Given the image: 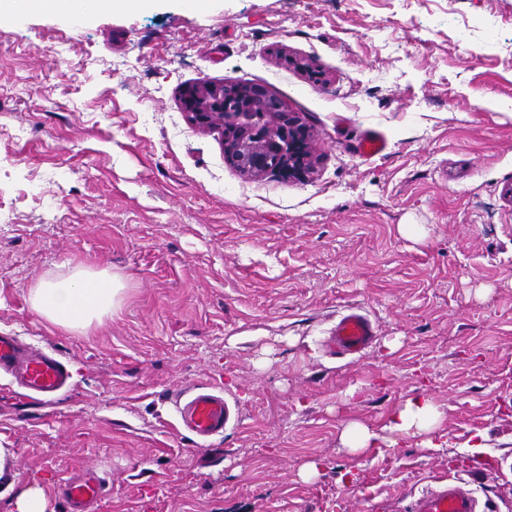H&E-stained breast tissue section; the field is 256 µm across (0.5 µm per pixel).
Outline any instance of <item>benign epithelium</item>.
<instances>
[{
  "label": "benign epithelium",
  "instance_id": "obj_1",
  "mask_svg": "<svg viewBox=\"0 0 512 512\" xmlns=\"http://www.w3.org/2000/svg\"><path fill=\"white\" fill-rule=\"evenodd\" d=\"M189 121L224 132V156L239 173L299 176L313 167L309 127L260 85L199 83L181 93Z\"/></svg>",
  "mask_w": 512,
  "mask_h": 512
}]
</instances>
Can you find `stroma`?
<instances>
[{
	"instance_id": "obj_1",
	"label": "stroma",
	"mask_w": 512,
	"mask_h": 512,
	"mask_svg": "<svg viewBox=\"0 0 512 512\" xmlns=\"http://www.w3.org/2000/svg\"><path fill=\"white\" fill-rule=\"evenodd\" d=\"M201 81L284 101L313 172L240 174L182 109ZM368 130L388 149L365 160ZM79 265L126 287L69 332L30 294ZM352 305L378 333L355 363L323 347ZM0 332L72 374L55 402L0 376V446L46 512L89 466L96 512H403L448 473L512 512V0H149L78 21L13 0ZM193 386L223 388L238 422L184 431L174 398ZM420 395L445 413L433 447H343L349 423Z\"/></svg>"
}]
</instances>
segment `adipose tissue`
<instances>
[{"label": "adipose tissue", "instance_id": "obj_1", "mask_svg": "<svg viewBox=\"0 0 512 512\" xmlns=\"http://www.w3.org/2000/svg\"><path fill=\"white\" fill-rule=\"evenodd\" d=\"M124 287L120 275L78 266L66 276L38 283L31 291V306L53 325L84 331L112 312ZM442 419L441 406L422 395L407 399L380 427L348 424L341 439L352 453L381 456L395 449L404 437L434 432ZM14 461L12 450L0 448V496L16 494L17 512H45L41 489L17 491Z\"/></svg>", "mask_w": 512, "mask_h": 512}]
</instances>
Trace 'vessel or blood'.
I'll use <instances>...</instances> for the list:
<instances>
[{
	"label": "vessel or blood",
	"instance_id": "1",
	"mask_svg": "<svg viewBox=\"0 0 512 512\" xmlns=\"http://www.w3.org/2000/svg\"><path fill=\"white\" fill-rule=\"evenodd\" d=\"M386 149L385 136L375 130L366 131L356 145L358 156L364 159L380 156ZM375 337L376 328L369 315L361 307L351 306L337 317L326 351L332 356H356L367 350ZM0 369L15 375L27 390L41 395L58 393L67 380L64 366L55 356L24 347L17 337L9 334L0 335ZM177 412L181 427L199 438L223 433L233 419L232 407L224 395L206 389L187 391L186 400ZM103 491L102 477L91 468L72 472L59 484L67 512H92ZM406 512H483V509L468 481L448 476L435 479L413 496Z\"/></svg>",
	"mask_w": 512,
	"mask_h": 512
}]
</instances>
